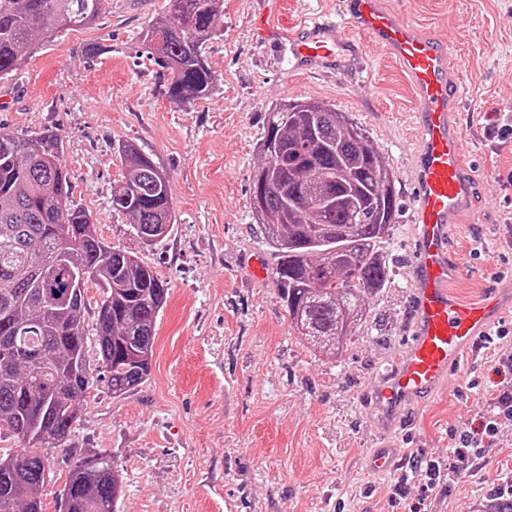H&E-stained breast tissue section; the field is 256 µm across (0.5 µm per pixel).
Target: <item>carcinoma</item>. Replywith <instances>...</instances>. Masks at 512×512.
Segmentation results:
<instances>
[{
  "instance_id": "cac0c4a2",
  "label": "carcinoma",
  "mask_w": 512,
  "mask_h": 512,
  "mask_svg": "<svg viewBox=\"0 0 512 512\" xmlns=\"http://www.w3.org/2000/svg\"><path fill=\"white\" fill-rule=\"evenodd\" d=\"M103 0H0V80L19 70L42 36L93 23ZM169 16L143 40L171 75L168 99L206 98L214 74L204 45L219 31L223 0H169ZM264 162L252 181L259 227L277 259L278 295L297 337L333 358L354 335L368 296L388 283L378 250L397 222L398 193L366 131L324 101L295 100L269 113ZM112 209L146 243L175 224L169 178L130 144ZM63 145L46 130L0 131V430L22 448L0 452V512H45L48 483L37 449L70 437L99 375L86 358L85 290L102 288L96 342L106 386L121 395L151 373L155 323L167 282L99 235L73 204ZM120 471L105 451L80 458L55 496L56 512H116Z\"/></svg>"
}]
</instances>
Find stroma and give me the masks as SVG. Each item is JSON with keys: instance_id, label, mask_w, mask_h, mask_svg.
I'll use <instances>...</instances> for the list:
<instances>
[{"instance_id": "obj_1", "label": "stroma", "mask_w": 512, "mask_h": 512, "mask_svg": "<svg viewBox=\"0 0 512 512\" xmlns=\"http://www.w3.org/2000/svg\"><path fill=\"white\" fill-rule=\"evenodd\" d=\"M423 33L453 47L462 86L458 121L474 201L449 240L463 266L453 291L475 300L512 271V0H385ZM168 0H104L90 26L40 38L28 62L0 81V130H50L63 141L72 199L91 211L102 237L137 254L167 281L151 374L121 395L91 388L64 446L42 448L60 491L74 463L102 450L123 478L117 512H469L512 481V305L507 334L454 370L447 387L393 432L372 395L415 322L412 261L419 170L414 94L398 63L356 33L338 0H282L273 24L294 31L330 22L348 51L336 66L293 68L287 45L262 42L255 20L267 0H224L221 30L205 45L215 86L204 100L166 95V73L142 49ZM303 98L333 104L366 129L395 180L400 216L379 249L392 280L370 296L341 355L301 342L273 277L276 258L251 201L252 175L270 111ZM128 143L170 179L176 222L154 244L112 209ZM497 432L459 473L450 436ZM395 438L408 456L441 461L407 481L366 468L372 449Z\"/></svg>"}]
</instances>
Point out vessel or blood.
Wrapping results in <instances>:
<instances>
[{"label":"vessel or blood","instance_id":"vessel-or-blood-1","mask_svg":"<svg viewBox=\"0 0 512 512\" xmlns=\"http://www.w3.org/2000/svg\"><path fill=\"white\" fill-rule=\"evenodd\" d=\"M340 7L359 34L399 60L419 99L415 120L422 152L412 279L416 322L411 340L374 392L382 425L392 429L404 411L434 397L450 372L474 357L503 303L512 301V289L477 301L463 300L451 289L460 270L448 255V243L453 225L469 206L473 178L465 170L455 122L459 94L448 72L450 43L417 33L383 0H342ZM338 48L325 23L288 36L289 53L301 70L335 64ZM368 464L381 476L402 466L396 449L385 447L375 449Z\"/></svg>","mask_w":512,"mask_h":512}]
</instances>
